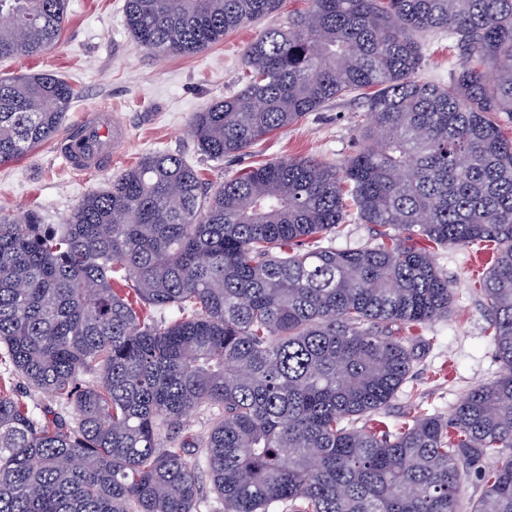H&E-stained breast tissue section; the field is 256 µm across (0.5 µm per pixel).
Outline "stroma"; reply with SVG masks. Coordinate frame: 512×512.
Wrapping results in <instances>:
<instances>
[{"instance_id": "35a3bbf8", "label": "stroma", "mask_w": 512, "mask_h": 512, "mask_svg": "<svg viewBox=\"0 0 512 512\" xmlns=\"http://www.w3.org/2000/svg\"><path fill=\"white\" fill-rule=\"evenodd\" d=\"M125 0H68L67 19L58 44L39 55H18L0 62V74L49 72L77 92L66 123H76L83 109L112 110L126 127L127 141L110 168L77 174L46 142L17 162L0 166V208L13 213L38 210L44 223H64L81 199L102 190L146 153L164 150L184 157L199 169L207 189L263 161L313 157L342 164L356 153L359 130L366 121L363 96L339 98L297 125L277 130L221 162L203 160L190 133L195 112L237 92L243 84V51L260 31L251 25L190 57L157 59L141 51L125 25ZM420 80H448V36L422 40ZM448 275L454 301L447 318L429 325L431 344L415 348L410 373L378 421L396 430L414 405L448 415L477 383L502 373L497 349L486 333L491 319L478 290L490 265L483 249L448 247L435 254Z\"/></svg>"}]
</instances>
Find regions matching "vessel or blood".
Wrapping results in <instances>:
<instances>
[{
  "label": "vessel or blood",
  "mask_w": 512,
  "mask_h": 512,
  "mask_svg": "<svg viewBox=\"0 0 512 512\" xmlns=\"http://www.w3.org/2000/svg\"><path fill=\"white\" fill-rule=\"evenodd\" d=\"M127 139V130L109 111L89 110L61 140L60 155L75 172L103 169Z\"/></svg>",
  "instance_id": "obj_1"
}]
</instances>
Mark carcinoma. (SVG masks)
I'll use <instances>...</instances> for the list:
<instances>
[{
	"label": "carcinoma",
	"instance_id": "carcinoma-1",
	"mask_svg": "<svg viewBox=\"0 0 512 512\" xmlns=\"http://www.w3.org/2000/svg\"><path fill=\"white\" fill-rule=\"evenodd\" d=\"M68 0H0V60L53 47ZM244 49V87L194 113L204 158L236 156L367 91L362 146L252 166L209 192L166 151L84 197L61 225L0 211V512H194L197 444L224 512H512V0H303ZM282 0H125L136 45L193 56ZM444 30L448 83L417 78ZM76 93L0 77V165L60 131ZM351 217L371 248L324 244ZM423 239L430 244H417ZM490 243L479 293L504 372L444 417L358 429L407 378L394 332L448 316L434 251ZM96 382L84 385L81 376ZM213 423V416L202 412H194L189 416L183 427V436L187 441H193L204 436L210 430Z\"/></svg>",
	"mask_w": 512,
	"mask_h": 512
}]
</instances>
